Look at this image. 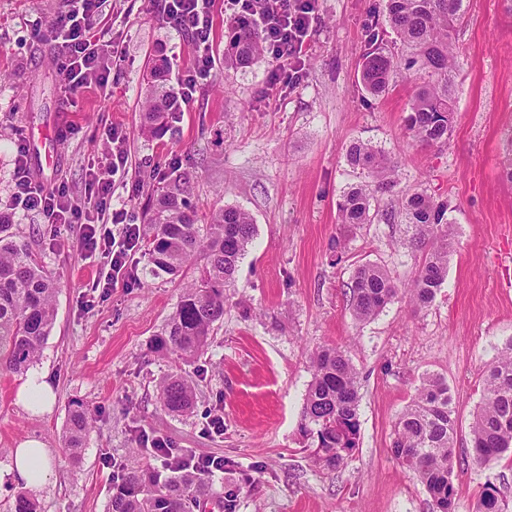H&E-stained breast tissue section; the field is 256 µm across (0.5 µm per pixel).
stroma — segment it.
<instances>
[{
  "label": "stroma",
  "mask_w": 512,
  "mask_h": 512,
  "mask_svg": "<svg viewBox=\"0 0 512 512\" xmlns=\"http://www.w3.org/2000/svg\"><path fill=\"white\" fill-rule=\"evenodd\" d=\"M66 3L0 0V202L12 194L18 139L45 125L57 133L58 162L47 165L31 151L30 169L44 185H65L84 199L88 162L106 158V129L114 124L126 135L128 182L138 189L116 183L112 208L142 222L171 174L184 173L199 223L215 209L240 207L256 234L206 354L185 363L157 357L150 341L194 266L181 280L152 277L138 249L124 275L100 289L96 283L110 269L100 254L81 250L76 228L45 224L32 211L12 214V233L60 280L54 326L36 364L56 403L50 413L29 414L16 402L24 375L0 369V512L13 508L11 451L21 441L41 439L57 461L51 484L35 499L38 512H105L118 466H159L141 447L147 436L223 458L198 512H432L423 484L390 451L394 424L426 372L445 377L456 410L457 512H472L488 479L512 504V460L479 468L466 455L484 371L512 338V183L502 176L512 136L506 0H470L457 34L464 65L453 128L441 148L413 142L405 126L417 75H404L378 99L362 89V56L381 0H319L300 78L287 85L270 81L267 56L224 67L233 17L217 10L212 81L174 129L158 134L142 130L147 77L163 66L167 87L176 88L194 57L191 39L168 26L156 0H110L95 26L111 28L115 41L100 49L112 91L86 90L70 104L31 26L61 14ZM356 139L396 159L401 188L448 204V277L427 309L415 312L398 300L365 323L349 309L357 265L378 264L403 285L422 261L406 245L408 225L340 224L342 192L359 180L344 160ZM321 346L345 349L362 383L358 446L336 472L315 464L316 444L300 431L310 353ZM171 373L196 383L194 412L162 406L158 384ZM77 407L89 413L92 431L73 462L61 434ZM218 416L224 431L215 434L210 422Z\"/></svg>",
  "instance_id": "obj_1"
}]
</instances>
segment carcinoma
I'll use <instances>...</instances> for the list:
<instances>
[{"label": "carcinoma", "mask_w": 512, "mask_h": 512, "mask_svg": "<svg viewBox=\"0 0 512 512\" xmlns=\"http://www.w3.org/2000/svg\"><path fill=\"white\" fill-rule=\"evenodd\" d=\"M466 0H383L374 15V28L389 26L401 54L380 46L371 33L363 55L361 82L372 97L388 93L401 71H415L421 82L410 100L405 123L416 142L441 147L448 143L454 115L455 79L462 69L456 44ZM263 55L261 39L252 22L234 21L224 49V66L238 67ZM144 126L154 132L176 120L170 108L161 69L156 68L144 92ZM348 167L362 180L347 187L338 203L339 223L350 226L393 224L399 219L412 227L410 248L425 253L415 276L401 288L377 264L358 266L352 274L350 309L359 322L376 317L399 297L415 310L434 301L448 276L451 230L444 222L446 208L424 191L396 190L398 162L369 142L355 141L345 154ZM182 179H174L152 208L143 228L149 274L179 276L194 257L202 259L197 274L182 288L176 309L162 332L152 341L154 353L175 355L186 362L202 356L214 325L224 317L229 288L240 259L255 235L251 215L238 207L214 210L206 224L196 220ZM392 194L390 205L380 208L377 194ZM10 225L0 224V366L22 374L39 358L52 330L59 282L24 244L13 240ZM312 380L302 408L300 431L317 439L315 462L328 469L342 467L357 447L361 378L347 352L322 346L311 352ZM159 398L174 413L190 410L194 386L181 375L159 382ZM91 432L87 412H70L62 432L63 447L73 457L81 454ZM456 418L445 378L425 373L415 397L401 412L390 448L393 456L425 486L433 512H455L452 482L456 448ZM469 455L478 467L512 456V339L484 372L483 398L470 430ZM161 473L150 466L121 470L112 481L106 512H192L212 492L210 478L183 464L173 448ZM475 512H509L496 485L486 480Z\"/></svg>", "instance_id": "1"}]
</instances>
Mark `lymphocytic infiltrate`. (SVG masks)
Returning <instances> with one entry per match:
<instances>
[{
	"label": "lymphocytic infiltrate",
	"instance_id": "f902f5d3",
	"mask_svg": "<svg viewBox=\"0 0 512 512\" xmlns=\"http://www.w3.org/2000/svg\"><path fill=\"white\" fill-rule=\"evenodd\" d=\"M220 0H160L164 18L174 31L190 37L196 46L194 62L179 81L174 94L178 103L190 105L211 78L214 59L210 53V35L213 13ZM236 16L256 18L266 52L275 62L271 81L290 76L302 52L305 37L316 19L318 0H221ZM106 0H71L70 9L48 20H35L34 31L53 45L60 47L58 66L67 83V99H76L89 87L107 89L108 68L101 66L98 41L89 32L93 21ZM114 148L109 162L99 163L91 171L90 192L98 200L101 223L121 227L120 239L109 234H98L96 226L83 220L84 208L75 202L65 186L45 187L28 169L23 156L15 158V191L13 200L23 209L43 214L49 224H76L81 230L85 250L103 251L110 260L113 275H120L126 267V258L140 240V227L126 209L109 210L116 177H127L129 170L126 139L122 132H110Z\"/></svg>",
	"mask_w": 512,
	"mask_h": 512
}]
</instances>
